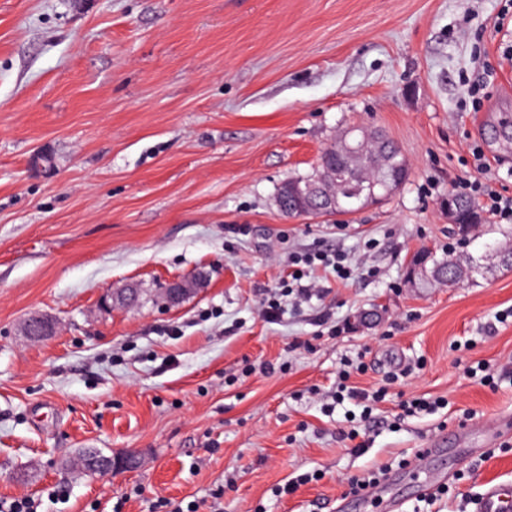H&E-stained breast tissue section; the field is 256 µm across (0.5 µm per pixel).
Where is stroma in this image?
<instances>
[{"mask_svg":"<svg viewBox=\"0 0 512 512\" xmlns=\"http://www.w3.org/2000/svg\"><path fill=\"white\" fill-rule=\"evenodd\" d=\"M509 52L512 0H0V512H343L350 476L442 434L445 490L405 512H474L512 482V443L474 427L512 413V223L462 243L448 222L473 147L512 195ZM354 125L397 143L406 183L353 216H283L280 184ZM322 249L358 271L315 270L317 297L264 318L289 255ZM422 251L481 269L424 288ZM131 285L139 304L103 307ZM36 315L56 328L32 343ZM356 357L349 385L387 392L367 421L325 411ZM84 448L145 463L56 466ZM143 462L141 454L136 450H129L112 458H105L100 462V474H111L119 471H134L141 467Z\"/></svg>","mask_w":512,"mask_h":512,"instance_id":"1","label":"stroma"}]
</instances>
